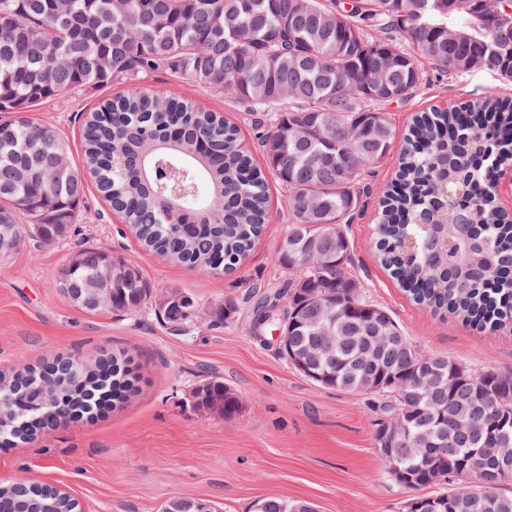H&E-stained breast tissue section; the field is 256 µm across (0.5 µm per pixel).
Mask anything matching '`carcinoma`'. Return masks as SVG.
Returning <instances> with one entry per match:
<instances>
[{
	"mask_svg": "<svg viewBox=\"0 0 512 512\" xmlns=\"http://www.w3.org/2000/svg\"><path fill=\"white\" fill-rule=\"evenodd\" d=\"M508 0H0V223L9 226L0 253L20 236L19 218L40 243L62 239L80 212L86 179L120 213L139 246L213 274L231 273L262 236L269 197L263 170L241 145L238 129L190 101L147 92L141 76L168 70L205 90L233 96L247 112L269 117L258 141L266 167L287 191L288 234L279 246L288 273L284 327L289 343L310 347L314 325L301 316L316 307L335 325V358L319 357L328 378L317 385L356 395L390 394L392 409L412 418L408 490L447 484L434 499L464 496L465 512H512V467L502 472L479 448L498 447L512 433V375L469 372L448 390L452 362L438 368L431 389L422 353L392 313L363 296L360 282L336 271L349 261L346 225L361 206L369 166L389 153L395 132L381 106L416 94L420 60L441 73L484 72L512 82V15ZM126 83L120 96L86 117L85 170L69 158L55 128L28 112L63 89ZM396 188L380 203L379 260L418 305L448 313L480 331L512 326V214L479 187L512 164V98L494 90L450 111L417 116L402 138ZM224 195V213L199 201ZM466 203L474 233L457 238L448 216V248H436L428 220L441 188ZM321 239L317 263L308 243ZM112 261L125 268L101 281L100 300L135 314L151 289L142 270L108 250L83 248L63 270L73 298ZM159 310L173 327L192 316L193 298L166 292ZM386 328L400 341L376 362L362 361ZM128 357L99 367L56 359L0 373V445L31 442L69 419L75 407H96L88 389L112 385L120 404L136 388ZM56 387L58 401L39 403L35 388ZM194 408L234 414L238 399L214 380L192 393ZM459 422L477 434L442 439ZM8 512H80L69 494L36 482L0 486ZM200 498L173 497L162 512H202ZM264 512H289L292 501L260 499Z\"/></svg>",
	"mask_w": 512,
	"mask_h": 512,
	"instance_id": "obj_1",
	"label": "carcinoma"
}]
</instances>
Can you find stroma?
Instances as JSON below:
<instances>
[{
  "mask_svg": "<svg viewBox=\"0 0 512 512\" xmlns=\"http://www.w3.org/2000/svg\"><path fill=\"white\" fill-rule=\"evenodd\" d=\"M425 76L413 97L385 106L397 133L415 113L458 105L512 84L473 73ZM144 88L175 94L223 113L250 149H257L252 113L224 94L196 88L166 71ZM124 90L96 85L64 90L35 107L38 123L57 128L81 160V125L88 112ZM396 154L374 164L363 205L349 226L351 262L346 273L367 298L388 308L405 336L423 354L457 359L471 369L512 374V329L489 334L415 304L379 263L374 242L377 200L397 171ZM269 224L239 270L215 275L142 250L96 187H89L70 233L50 244L22 237L0 256V371L55 357L90 366L124 353L133 360L138 390L106 414L61 424L12 448L0 447V483L24 479L65 489L83 512H159L173 497H200L223 512H252L257 499L281 496L313 503L318 512H404L410 497L379 462L373 430L383 418L385 395H353L319 387L280 354L271 327L255 329L261 293L279 289L278 245L288 232L285 192L269 180ZM94 247L122 253L143 271L150 288L177 289L196 301L182 329L171 328L154 306L134 315L109 308L86 312L59 288L70 255ZM238 308L228 323L215 322L217 305ZM219 380L239 399L227 417L199 411L191 395Z\"/></svg>",
  "mask_w": 512,
  "mask_h": 512,
  "instance_id": "1",
  "label": "stroma"
}]
</instances>
